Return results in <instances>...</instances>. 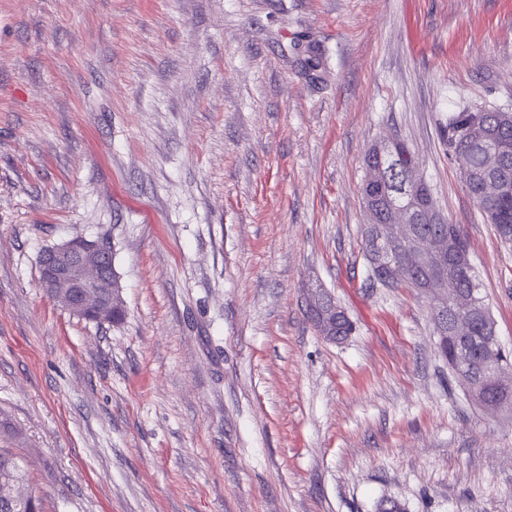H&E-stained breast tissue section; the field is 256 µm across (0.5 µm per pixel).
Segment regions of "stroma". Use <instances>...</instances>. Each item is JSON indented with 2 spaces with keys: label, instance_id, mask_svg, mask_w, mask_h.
I'll list each match as a JSON object with an SVG mask.
<instances>
[{
  "label": "stroma",
  "instance_id": "obj_1",
  "mask_svg": "<svg viewBox=\"0 0 512 512\" xmlns=\"http://www.w3.org/2000/svg\"><path fill=\"white\" fill-rule=\"evenodd\" d=\"M464 109L512 112V0H0V446L46 512H512V411L361 249L363 157L396 137L512 349V244L448 156ZM75 236L111 246L122 323L40 290Z\"/></svg>",
  "mask_w": 512,
  "mask_h": 512
}]
</instances>
